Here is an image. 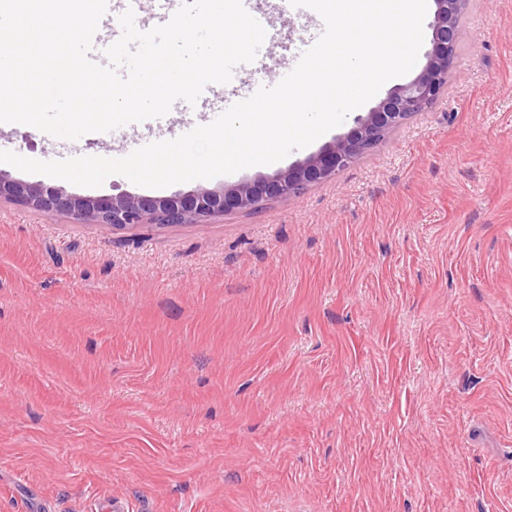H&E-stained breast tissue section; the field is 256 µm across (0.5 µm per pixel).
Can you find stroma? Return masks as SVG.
Returning a JSON list of instances; mask_svg holds the SVG:
<instances>
[{"instance_id":"obj_1","label":"stroma","mask_w":512,"mask_h":512,"mask_svg":"<svg viewBox=\"0 0 512 512\" xmlns=\"http://www.w3.org/2000/svg\"><path fill=\"white\" fill-rule=\"evenodd\" d=\"M266 31L208 102L0 150L120 158L271 87L324 30ZM443 98L301 194L206 224L120 228L0 201V512H512V0H469ZM158 190L0 173L81 196Z\"/></svg>"}]
</instances>
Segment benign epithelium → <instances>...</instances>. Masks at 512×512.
<instances>
[{"label": "benign epithelium", "instance_id": "7a95c632", "mask_svg": "<svg viewBox=\"0 0 512 512\" xmlns=\"http://www.w3.org/2000/svg\"><path fill=\"white\" fill-rule=\"evenodd\" d=\"M467 0H435L431 48L426 64L409 83L395 88L356 121L350 132L304 161L272 176L223 187L198 189L169 197H108L68 194L8 178L0 173V200L26 206L48 216L68 215L78 221H94L122 227L140 224H204L210 218L292 194L332 178L357 157L371 150L393 128L415 112H422L444 94L456 65L461 39V17Z\"/></svg>", "mask_w": 512, "mask_h": 512}]
</instances>
